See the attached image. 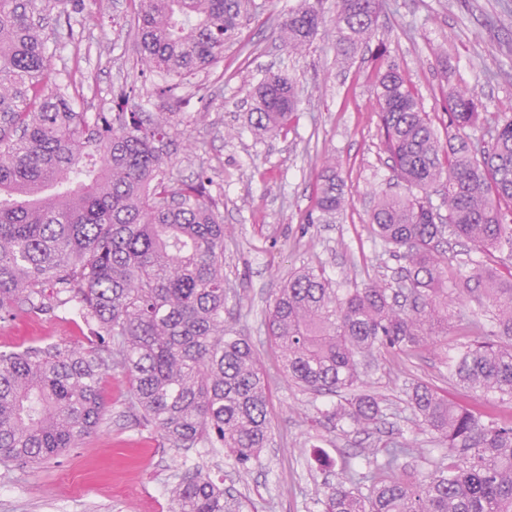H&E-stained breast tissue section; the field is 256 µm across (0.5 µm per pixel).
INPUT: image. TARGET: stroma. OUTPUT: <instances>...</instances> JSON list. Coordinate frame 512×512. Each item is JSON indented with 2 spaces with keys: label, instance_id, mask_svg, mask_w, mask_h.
<instances>
[{
  "label": "stroma",
  "instance_id": "stroma-1",
  "mask_svg": "<svg viewBox=\"0 0 512 512\" xmlns=\"http://www.w3.org/2000/svg\"><path fill=\"white\" fill-rule=\"evenodd\" d=\"M256 10L224 58L190 77L179 97L157 96L160 77L144 72L131 32L133 0H81L59 14L72 40L49 43L51 67L62 85L76 89L75 105L88 112L117 111L122 90L141 93L136 112L180 113L193 147L179 151L175 171L184 179L206 173L224 218V281L228 326L250 338L268 375L270 441L250 472L220 448L178 450L162 442L131 406L129 381L110 369L101 387L107 403L98 431L82 447L34 468L0 460V512H170V489L183 468L200 466L216 483L255 503L258 512H319L326 482L343 470H361L369 455L393 443L407 452L399 471L427 476L447 445L433 438L409 406L413 384L425 383L453 401L480 405L448 378V343L458 338L460 316L486 309L485 299L450 280L448 340L399 363L376 355L362 378L380 398L381 423L361 430L329 424L324 414L336 395L296 387L279 370L265 319L276 290L303 267L323 270L334 288L395 283L400 263L376 243L370 224L375 197L405 192L384 149L373 74L377 47L387 49L409 75L439 135H447L443 109L448 81L474 89L485 112L512 115V17L502 0H384L367 49L341 65L326 32L303 51L288 54L277 24L300 0H254ZM289 77L297 110L287 128L259 138L247 122L248 99L264 73ZM336 156L348 206L335 223H309L323 161ZM90 328L74 309L0 321V351L84 343Z\"/></svg>",
  "mask_w": 512,
  "mask_h": 512
}]
</instances>
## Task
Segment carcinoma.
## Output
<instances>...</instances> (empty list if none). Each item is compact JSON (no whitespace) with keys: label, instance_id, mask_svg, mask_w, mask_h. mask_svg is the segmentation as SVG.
<instances>
[{"label":"carcinoma","instance_id":"carcinoma-1","mask_svg":"<svg viewBox=\"0 0 512 512\" xmlns=\"http://www.w3.org/2000/svg\"><path fill=\"white\" fill-rule=\"evenodd\" d=\"M59 2L0 0V320L70 304L95 332L86 347L0 353V458L27 466L80 447L103 420L101 379L115 364L144 423L170 446L225 448L247 473L270 438L268 378L251 340L224 327L219 201L207 176H175L178 113L80 111L53 81L45 29ZM382 8L383 0H336V59L369 45ZM250 10L251 0H138L141 64L171 80L160 93L176 97L182 79L223 59ZM323 25L322 0H301L278 24L281 44L296 52ZM385 53L376 52V101L392 169L408 192L380 194L371 224L404 262L398 288L372 283L341 296L323 271L303 268L278 290L266 321L288 381L350 393L328 421L364 428L383 410L357 391L361 357H408L448 335L445 235L487 257L512 252V116L481 118L474 91L447 74L453 133L443 142ZM250 99V127L263 136L280 132L297 106L280 74L261 79ZM480 121L484 138L473 140L466 129ZM345 206L338 165L328 162L311 221L333 224ZM468 265L467 290L481 292L490 314L467 322L448 376L486 401L460 405L414 386L410 407L448 444V459L423 479L398 475L397 446L328 488L320 512H512V421L496 414L512 401V266ZM172 495V512H248L197 467Z\"/></svg>","mask_w":512,"mask_h":512}]
</instances>
